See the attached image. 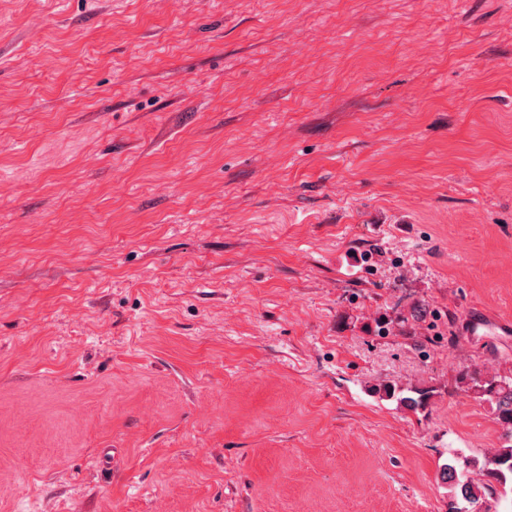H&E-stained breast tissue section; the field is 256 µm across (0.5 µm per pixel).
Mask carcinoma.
I'll list each match as a JSON object with an SVG mask.
<instances>
[{
    "instance_id": "1",
    "label": "carcinoma",
    "mask_w": 512,
    "mask_h": 512,
    "mask_svg": "<svg viewBox=\"0 0 512 512\" xmlns=\"http://www.w3.org/2000/svg\"><path fill=\"white\" fill-rule=\"evenodd\" d=\"M474 387L479 394L495 404L497 420L504 429L505 442L489 460L485 470L486 480L478 485L458 470L457 465H445L442 479L453 485L454 497L467 503V507H457L450 512H468L470 507L475 512H481V506L495 499L499 488L512 478V377H493L482 383L476 381Z\"/></svg>"
}]
</instances>
